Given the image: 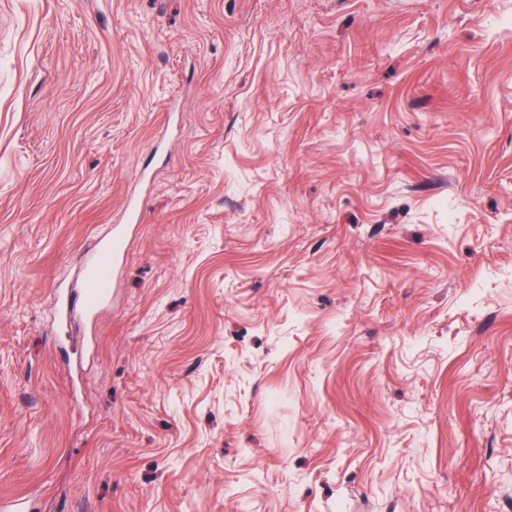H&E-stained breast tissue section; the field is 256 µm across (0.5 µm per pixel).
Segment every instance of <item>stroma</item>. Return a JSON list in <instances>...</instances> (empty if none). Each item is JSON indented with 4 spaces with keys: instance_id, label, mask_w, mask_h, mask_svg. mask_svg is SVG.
<instances>
[{
    "instance_id": "35a3bbf8",
    "label": "stroma",
    "mask_w": 512,
    "mask_h": 512,
    "mask_svg": "<svg viewBox=\"0 0 512 512\" xmlns=\"http://www.w3.org/2000/svg\"><path fill=\"white\" fill-rule=\"evenodd\" d=\"M117 225L104 310L55 322ZM23 496L512 512V0H0Z\"/></svg>"
}]
</instances>
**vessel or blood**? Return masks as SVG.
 Here are the masks:
<instances>
[{
    "label": "vessel or blood",
    "mask_w": 512,
    "mask_h": 512,
    "mask_svg": "<svg viewBox=\"0 0 512 512\" xmlns=\"http://www.w3.org/2000/svg\"><path fill=\"white\" fill-rule=\"evenodd\" d=\"M123 245L122 233H112L100 241L97 249L85 257L80 267V299L83 310L89 316H97L110 297L113 264Z\"/></svg>",
    "instance_id": "vessel-or-blood-1"
}]
</instances>
